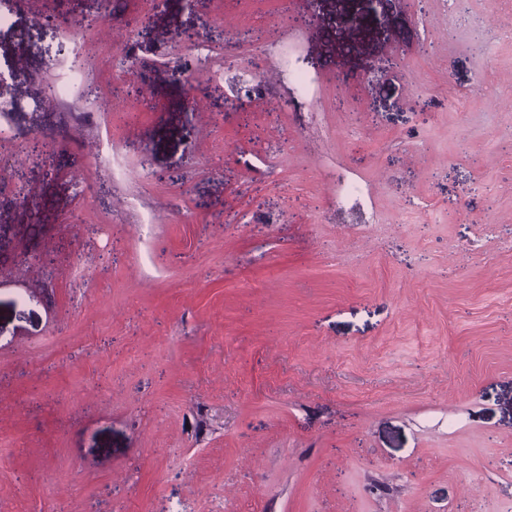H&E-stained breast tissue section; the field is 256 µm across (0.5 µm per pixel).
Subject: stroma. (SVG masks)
Wrapping results in <instances>:
<instances>
[{
    "label": "stroma",
    "mask_w": 512,
    "mask_h": 512,
    "mask_svg": "<svg viewBox=\"0 0 512 512\" xmlns=\"http://www.w3.org/2000/svg\"><path fill=\"white\" fill-rule=\"evenodd\" d=\"M96 7L0 27V512H512V0Z\"/></svg>",
    "instance_id": "stroma-1"
}]
</instances>
